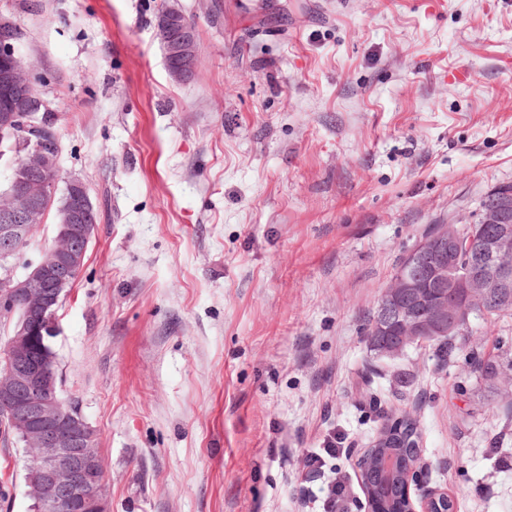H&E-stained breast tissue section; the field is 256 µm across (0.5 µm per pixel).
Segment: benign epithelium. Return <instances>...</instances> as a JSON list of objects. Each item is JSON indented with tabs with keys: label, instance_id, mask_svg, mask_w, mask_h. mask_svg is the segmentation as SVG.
<instances>
[{
	"label": "benign epithelium",
	"instance_id": "7a95c632",
	"mask_svg": "<svg viewBox=\"0 0 512 512\" xmlns=\"http://www.w3.org/2000/svg\"><path fill=\"white\" fill-rule=\"evenodd\" d=\"M182 12L161 11L156 36L169 76L183 82L198 57L196 30L181 24ZM0 24V157L11 152L12 173L0 190V313L7 316L8 363L0 373V412L9 416L27 452L26 483L37 485L43 512H105V465L95 435L66 406L57 387L50 346L59 332L56 311L81 272L97 224V210L84 184L66 181L56 206L60 143L46 133V103L27 77L16 41ZM56 211L57 233L40 258L15 273L18 244ZM482 223L489 234L464 235L444 226L420 240L398 267L378 302L372 323L386 339L376 354L397 358L431 336L463 333L471 316L494 303L512 301V193L486 203ZM466 252L469 271L459 276L462 296L448 293V264ZM407 512H444L450 497L424 485L408 464Z\"/></svg>",
	"mask_w": 512,
	"mask_h": 512
}]
</instances>
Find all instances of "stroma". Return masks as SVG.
Listing matches in <instances>:
<instances>
[{"label": "stroma", "instance_id": "obj_1", "mask_svg": "<svg viewBox=\"0 0 512 512\" xmlns=\"http://www.w3.org/2000/svg\"><path fill=\"white\" fill-rule=\"evenodd\" d=\"M196 28L172 81L162 7ZM46 100L62 179L98 211L57 310L60 388L92 427L110 512H346L385 419L455 512H512V405L473 354L380 357L367 317L437 224L512 184V0H0ZM0 512H30L0 438Z\"/></svg>", "mask_w": 512, "mask_h": 512}]
</instances>
